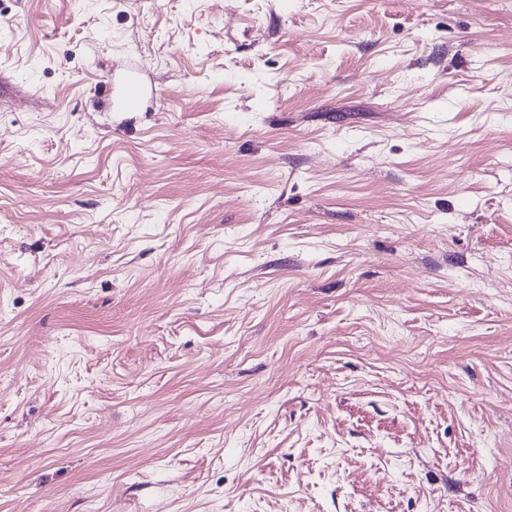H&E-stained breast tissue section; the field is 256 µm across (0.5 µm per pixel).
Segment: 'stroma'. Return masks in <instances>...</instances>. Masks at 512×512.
<instances>
[{
	"label": "stroma",
	"instance_id": "1",
	"mask_svg": "<svg viewBox=\"0 0 512 512\" xmlns=\"http://www.w3.org/2000/svg\"><path fill=\"white\" fill-rule=\"evenodd\" d=\"M0 512H512V0H0ZM117 106L126 112H136L142 104V89L139 81L133 75H129L120 93L116 96Z\"/></svg>",
	"mask_w": 512,
	"mask_h": 512
}]
</instances>
